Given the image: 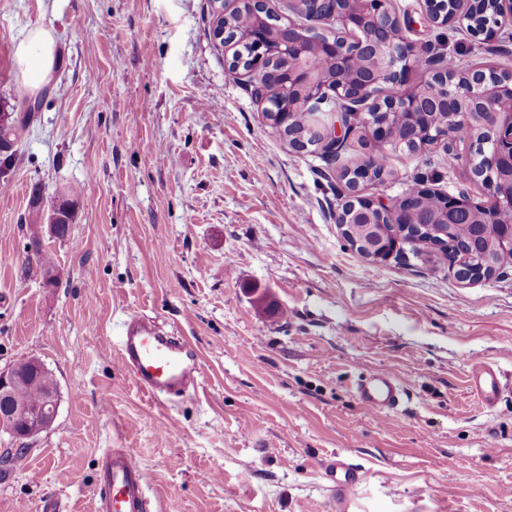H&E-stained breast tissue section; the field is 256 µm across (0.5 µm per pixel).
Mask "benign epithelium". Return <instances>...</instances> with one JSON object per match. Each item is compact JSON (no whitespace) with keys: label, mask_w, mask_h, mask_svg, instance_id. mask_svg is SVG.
Returning <instances> with one entry per match:
<instances>
[{"label":"benign epithelium","mask_w":512,"mask_h":512,"mask_svg":"<svg viewBox=\"0 0 512 512\" xmlns=\"http://www.w3.org/2000/svg\"><path fill=\"white\" fill-rule=\"evenodd\" d=\"M333 4V12L316 26L311 42L301 39L307 24L298 14H275L271 29L255 28L251 39L256 55L251 61L233 60L230 66L244 72L247 88L261 87L254 97L265 103L264 112L280 113L279 129L289 122V113L297 111L298 103L320 113V123L312 131L326 145L336 141V113L325 112L322 105L329 99H342L355 107V114L366 118L374 141L389 145L394 133L390 126L393 112L414 115L418 112L448 113V126L424 132L413 129L410 138L425 135L450 147L474 126L473 117L480 112L496 115L493 127L480 145L470 165V177L489 190L485 203H475L469 194L443 195L442 209L434 222L455 224L462 212L473 214L483 224H504L498 253L512 256V213L504 216V205L512 207V72L493 68L463 71L456 65H428V80L412 87L405 86L410 67L424 63V50L403 34L400 18L390 9L389 0H363L367 9L359 14L344 7L345 0H315ZM439 0H424L427 20L435 27L459 25L470 36L491 37L501 29H512V0H453L448 11L436 9ZM282 59L288 64V82L264 86L268 61ZM383 85L397 91L373 104L370 98ZM378 185L372 169L363 168L351 177L348 203L352 208L336 217L338 224H358L355 246L373 260L389 257L395 246L379 225L397 223L403 206L411 195L405 194L386 205L367 191ZM23 384L20 366L0 371V423L17 418L27 420L24 438H34L50 429L57 414L55 389L44 397L41 405L30 408L10 403L14 392Z\"/></svg>","instance_id":"1"}]
</instances>
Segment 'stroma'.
Instances as JSON below:
<instances>
[{"instance_id": "stroma-1", "label": "stroma", "mask_w": 512, "mask_h": 512, "mask_svg": "<svg viewBox=\"0 0 512 512\" xmlns=\"http://www.w3.org/2000/svg\"><path fill=\"white\" fill-rule=\"evenodd\" d=\"M391 7L459 67L512 71V35L433 27L423 0ZM212 11L0 0V115L26 122L0 173V370L39 359L59 395L46 432L0 433V512H96L107 448L141 464L149 512H336L335 455L366 473L347 512H512V258L462 282L431 248L361 256L336 222L342 182L271 128ZM38 27L58 60L30 114L15 51ZM385 168L372 194L386 204L420 183L488 198L442 143ZM38 187L74 200L68 238L30 223ZM133 313L187 339L194 389L161 404L121 370ZM482 362L508 387L491 407L468 387ZM378 370L406 389L381 419L354 393Z\"/></svg>"}]
</instances>
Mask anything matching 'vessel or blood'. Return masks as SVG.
I'll list each match as a JSON object with an SVG mask.
<instances>
[{
	"label": "vessel or blood",
	"mask_w": 512,
	"mask_h": 512,
	"mask_svg": "<svg viewBox=\"0 0 512 512\" xmlns=\"http://www.w3.org/2000/svg\"><path fill=\"white\" fill-rule=\"evenodd\" d=\"M119 354L123 369L136 386L160 403L185 392L199 376L197 361L180 339L159 333L149 321L136 314L128 315L124 322ZM469 388L488 407L498 401L503 390L498 372L487 364L472 367ZM404 395L400 379L389 370L362 377L356 385L360 403L379 416L397 409ZM326 475L340 497L364 478L362 470L340 460L328 467ZM100 482L97 512H145V474L132 453L105 449Z\"/></svg>",
	"instance_id": "b4317fda"
}]
</instances>
